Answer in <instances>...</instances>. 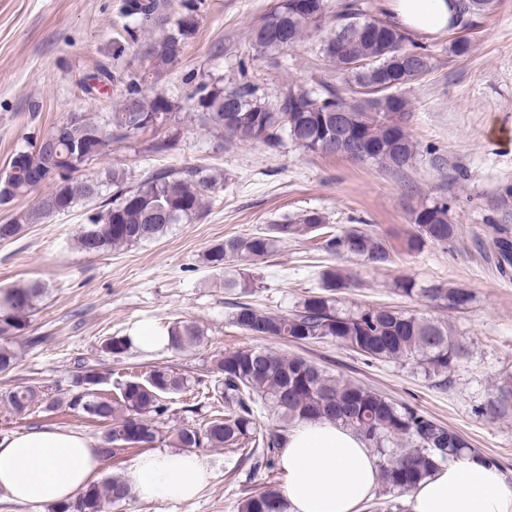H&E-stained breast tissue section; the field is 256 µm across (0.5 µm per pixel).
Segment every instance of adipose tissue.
<instances>
[{
    "label": "adipose tissue",
    "instance_id": "adipose-tissue-1",
    "mask_svg": "<svg viewBox=\"0 0 512 512\" xmlns=\"http://www.w3.org/2000/svg\"><path fill=\"white\" fill-rule=\"evenodd\" d=\"M399 23L435 34L447 29L452 0H390ZM96 440L45 428L0 440V491L38 507L72 501L103 467ZM287 512H358L378 486L376 459L349 429L304 422L288 433L280 455ZM210 470L195 452L165 450L140 456L124 483L152 502L188 501ZM411 512H512V488L500 472L477 462L441 466L409 495Z\"/></svg>",
    "mask_w": 512,
    "mask_h": 512
}]
</instances>
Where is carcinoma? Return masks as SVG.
<instances>
[{
    "label": "carcinoma",
    "instance_id": "carcinoma-1",
    "mask_svg": "<svg viewBox=\"0 0 512 512\" xmlns=\"http://www.w3.org/2000/svg\"><path fill=\"white\" fill-rule=\"evenodd\" d=\"M328 0H274L253 30V46L260 52L290 48L314 33L322 34L323 57L344 82L355 89L346 99L333 86L291 89L271 108L248 84L226 90L215 83L196 86L191 115L209 138V148L219 154L224 145L261 143L277 148L290 142L305 151L324 156H359L364 163L400 170L413 160L417 144L407 130L410 105L404 90L433 69L434 55L411 42L409 32L396 22L379 17L364 0H342L339 10L328 12ZM497 8V0H460L450 28L461 17L470 21ZM200 0H181L177 17L164 11L162 0H122L119 12L124 30L133 40L137 32L160 27L161 36L142 45L143 54L170 52L185 45L196 32ZM370 22L374 33L364 36L358 27ZM143 79L129 76L112 111L94 119L86 113L62 129L61 148L72 158L67 185L52 180L34 204L42 205L41 222L65 214L82 202H94L77 237L78 248L99 255L125 246L153 241L173 225L185 224L204 211L206 196L216 178L200 167L159 169L134 179L121 166L103 168L95 177L80 174L82 168L112 151V145L133 141L153 128L154 115H165L173 133L154 140L150 150L164 154L174 149L178 126L184 120L180 107L162 92L148 93ZM50 158L31 143L14 153L0 173V187L12 181V198L29 194L24 173L49 164ZM411 231L406 248L418 251L427 245L446 247L455 241L448 197L433 198L410 209ZM27 212L0 224V242L18 237L26 228ZM326 227L322 212L308 210L296 221L270 224L259 233L228 236L212 244L203 261L224 272V287L246 293L255 287L252 266L276 253L287 240L320 236ZM322 237V236H320ZM497 265L512 268V237L494 240ZM321 248L338 258L356 260L367 268L390 265L395 247L368 224L354 225L334 234L325 233ZM320 288L302 298L291 310L272 312L250 302L235 303L233 323L242 332L261 338L283 339L297 345L336 342L369 360L414 362L440 386L465 358L466 347L455 337L448 322L437 317L399 311L388 306H342L338 294L350 287L351 275L338 266L320 273ZM407 297L425 300L433 309L460 312L469 308L472 293L465 288L432 284L421 286L412 279L396 284ZM47 293L37 281L18 283L0 290V373L15 368L17 356L10 347L20 338L28 346L40 342L26 335L38 302ZM169 348L178 351L195 343L201 330L192 322L167 326ZM133 346L128 336H110L101 352L122 360ZM224 412L215 411L196 426L181 427L173 435L176 447L231 448L249 445L261 449L255 467L272 469L282 447L283 431L302 422L331 421L352 430L377 458L380 495L377 512H405L396 495L409 493L439 466L460 460L479 461L494 467L457 431L443 425L409 403H399L369 386L334 377L314 362L281 355L270 349L239 348L214 360ZM108 377L87 367L76 375L74 388L49 402V408H66L111 422L99 450L109 458L132 443L143 446L162 440L156 418L168 412L167 396L193 387L188 378L168 367L116 381V398L100 393ZM23 413L39 408L43 395L31 386L18 387L0 397ZM269 408L278 425L257 422V410ZM483 417L500 419L512 414V377L501 381L495 393L477 408ZM130 492L118 477L92 481L74 501L51 507V512H103L105 505L119 507ZM281 490L268 486L248 497L241 512H283Z\"/></svg>",
    "mask_w": 512,
    "mask_h": 512
}]
</instances>
